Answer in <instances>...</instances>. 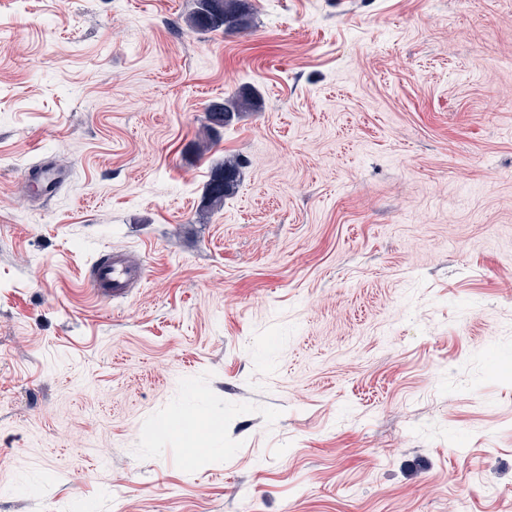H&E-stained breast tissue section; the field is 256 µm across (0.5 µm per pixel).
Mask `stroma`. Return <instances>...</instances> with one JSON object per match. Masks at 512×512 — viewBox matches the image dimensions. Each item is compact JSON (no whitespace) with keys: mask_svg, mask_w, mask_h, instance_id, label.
I'll return each mask as SVG.
<instances>
[{"mask_svg":"<svg viewBox=\"0 0 512 512\" xmlns=\"http://www.w3.org/2000/svg\"><path fill=\"white\" fill-rule=\"evenodd\" d=\"M195 3L0 0V512H512V0ZM196 1V10L186 18L187 26L193 30L239 32L251 26L248 0ZM260 98L255 92H242L237 94L230 99L224 100V102L216 105V108L209 109L208 108V120L210 122L209 126L211 129H214L212 124H215L209 114L210 112H221L224 116V123L222 126L228 124L237 113L243 110H257L260 107ZM238 164L235 161H224L222 172L216 174L207 189V204L210 208L224 206V198L229 195L236 180ZM144 276L141 262H129L124 254L107 252L91 267L87 282L101 298H122L135 281Z\"/></svg>","mask_w":512,"mask_h":512,"instance_id":"stroma-1","label":"stroma"}]
</instances>
